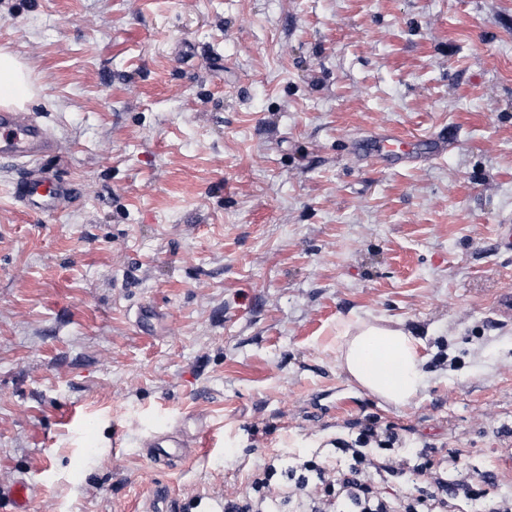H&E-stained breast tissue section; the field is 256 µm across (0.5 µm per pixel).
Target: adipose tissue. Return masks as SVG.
<instances>
[{"label": "adipose tissue", "instance_id": "ef3b65f1", "mask_svg": "<svg viewBox=\"0 0 512 512\" xmlns=\"http://www.w3.org/2000/svg\"><path fill=\"white\" fill-rule=\"evenodd\" d=\"M342 368L371 394L395 405L410 403L423 380L418 340L404 328L366 322L346 325Z\"/></svg>", "mask_w": 512, "mask_h": 512}]
</instances>
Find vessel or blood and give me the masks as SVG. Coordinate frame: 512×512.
Listing matches in <instances>:
<instances>
[{"label": "vessel or blood", "instance_id": "obj_1", "mask_svg": "<svg viewBox=\"0 0 512 512\" xmlns=\"http://www.w3.org/2000/svg\"><path fill=\"white\" fill-rule=\"evenodd\" d=\"M449 144L441 138H405L387 133L377 141L361 143L360 148L389 165L411 161L422 155H438ZM56 141L47 126L32 113L0 108V163L17 167L12 182L14 201L33 215L55 213L72 204L77 196L74 184L58 180L41 165L42 157L53 153ZM148 455L159 462L187 457L191 443L188 439L165 431L151 435L143 443ZM34 489L27 481L12 484L8 491L0 490V506L12 504V512H28Z\"/></svg>", "mask_w": 512, "mask_h": 512}]
</instances>
